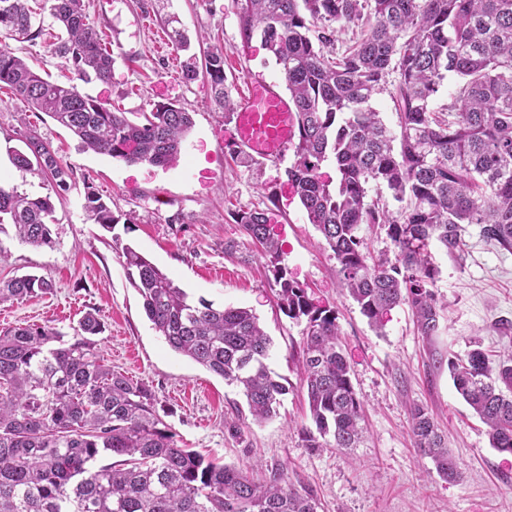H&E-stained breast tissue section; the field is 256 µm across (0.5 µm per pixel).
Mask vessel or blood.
<instances>
[{
    "instance_id": "vessel-or-blood-1",
    "label": "vessel or blood",
    "mask_w": 512,
    "mask_h": 512,
    "mask_svg": "<svg viewBox=\"0 0 512 512\" xmlns=\"http://www.w3.org/2000/svg\"><path fill=\"white\" fill-rule=\"evenodd\" d=\"M297 119L291 102L263 80L249 83L234 112V149L257 158L284 156L295 142Z\"/></svg>"
}]
</instances>
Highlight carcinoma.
<instances>
[{"instance_id": "obj_1", "label": "carcinoma", "mask_w": 512, "mask_h": 512, "mask_svg": "<svg viewBox=\"0 0 512 512\" xmlns=\"http://www.w3.org/2000/svg\"><path fill=\"white\" fill-rule=\"evenodd\" d=\"M240 36L257 37L274 56L297 116L288 183L334 253L343 290L376 330L406 304L422 335L439 329V269L429 247L463 258L465 225L512 253V0H234ZM62 35L54 47L75 79L106 83L114 58L83 0H50ZM28 0H0V39L33 42L44 32ZM355 30L331 58L337 29ZM396 75L398 130L370 104ZM203 76L229 121L224 47L189 57L185 78ZM458 86L437 111L448 77ZM47 113L83 147L129 164L171 167L193 126L190 113L158 103L131 120L75 83L50 82L7 45L0 46V87ZM331 160L336 180L321 166ZM11 162L68 190L72 171L50 144L28 135ZM399 203L389 208L382 192ZM376 197H371L370 192ZM87 219L110 230L112 210L85 192ZM51 197L32 198L0 182V234L19 244L55 246ZM275 272L278 305L305 323L299 361L313 427L306 446L356 448L363 406L339 341L336 311L317 303L288 274L284 252L263 211L238 214ZM385 231L395 258H375L361 226ZM121 258L148 320L168 346L229 385L241 388L252 421L277 415L288 387L267 364L272 340L252 310L194 303L187 292L129 245ZM51 279L24 274L0 283V301L51 292ZM92 312L66 336L50 326L0 331V512H319L317 494L295 485L285 468L262 483L177 444L157 411L153 390L112 370L94 336ZM456 392L488 426L491 446L512 454V357L492 361L475 348L448 359ZM410 431L418 452L450 481L459 475L433 417L416 405Z\"/></svg>"}]
</instances>
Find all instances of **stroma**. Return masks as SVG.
I'll return each mask as SVG.
<instances>
[{
  "label": "stroma",
  "instance_id": "stroma-1",
  "mask_svg": "<svg viewBox=\"0 0 512 512\" xmlns=\"http://www.w3.org/2000/svg\"><path fill=\"white\" fill-rule=\"evenodd\" d=\"M87 13L112 44V79L82 85L83 93L120 112H148L172 102L191 112L194 126L170 168L129 164L84 150L78 138L49 115L12 97L0 104V181L55 206L54 248L18 245L0 235L9 251L0 281L28 273L52 279L51 293L0 303V330L18 324L48 325L71 333L86 312L102 324L97 347L106 363L149 385L164 423L182 447L261 478L286 466L291 479L310 486L321 512H512V455L491 448L487 427L456 392L448 360L474 345L512 349V254L484 240L477 225L465 232L463 261L434 250L440 274L435 292L444 301L437 335H420L407 305L391 310L374 330L341 290L337 262L306 212L291 196L285 170L290 159L264 160L260 169L236 166L230 124L207 96L202 80L183 76L187 59L168 39L165 20L176 16L194 47L224 44V72L240 98L250 80L286 85L274 57L260 41L242 44L232 0H84ZM60 33L45 20L35 42L9 47L51 81L66 83L51 44ZM51 143L73 169L71 187L56 193L41 176L16 169L9 154L21 133ZM93 189L117 219L111 231L86 218V189ZM243 210L266 212L285 251L290 276L320 304L333 308L364 410L367 438L342 451L306 447L310 425L297 359L302 324L286 316L274 294V272L237 221ZM131 245L183 288L192 300L253 309L273 341L271 368L289 393L276 417L242 423L245 398L236 387L172 351L146 318L130 285L119 248ZM428 409L448 441L461 476L448 482L413 447L410 408Z\"/></svg>",
  "mask_w": 512,
  "mask_h": 512
}]
</instances>
